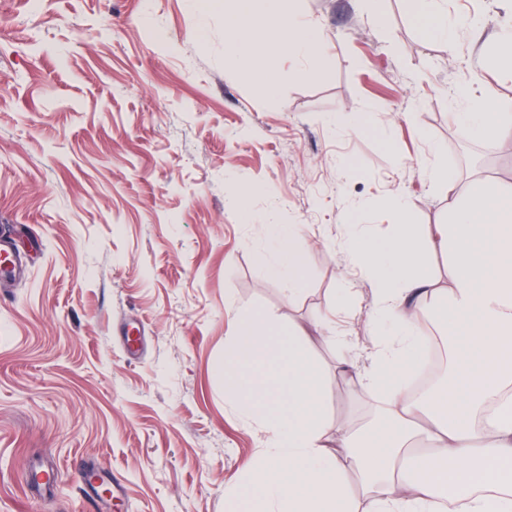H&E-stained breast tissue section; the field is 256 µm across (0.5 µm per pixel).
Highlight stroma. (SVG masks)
I'll list each match as a JSON object with an SVG mask.
<instances>
[{
	"label": "stroma",
	"mask_w": 512,
	"mask_h": 512,
	"mask_svg": "<svg viewBox=\"0 0 512 512\" xmlns=\"http://www.w3.org/2000/svg\"><path fill=\"white\" fill-rule=\"evenodd\" d=\"M297 3L326 63L277 60L270 93L225 67L224 14L193 0H0V225L31 241L27 277L0 280V512H226L264 438L224 386L237 308L305 331L333 375L335 336L376 340L350 225L389 237L395 194L422 230L447 223L429 170L512 184V150L453 120L475 74L512 113V75L477 69L512 0H447L451 48L404 0ZM272 222L309 241L291 300L266 271ZM324 407L364 424L377 403L333 375ZM88 467L123 496L96 502Z\"/></svg>",
	"instance_id": "35a3bbf8"
}]
</instances>
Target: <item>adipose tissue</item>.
<instances>
[{
    "label": "adipose tissue",
    "mask_w": 512,
    "mask_h": 512,
    "mask_svg": "<svg viewBox=\"0 0 512 512\" xmlns=\"http://www.w3.org/2000/svg\"><path fill=\"white\" fill-rule=\"evenodd\" d=\"M428 35L448 44L456 31L444 0H405ZM223 7L227 64L263 84L274 72L257 61L267 51L319 70L324 37L286 0H201ZM466 107L456 123L477 136L512 145V114L497 111L494 87L456 91ZM397 224L386 239L351 236L349 250L372 291L368 314L382 337L361 353L346 336L336 373L355 393L385 391L378 427L328 416L326 374L303 334L249 308L238 312L224 383L245 420L265 435L264 456L247 486L230 493L227 512H512V190L486 179L468 194L448 190V223L422 234L409 203L393 199ZM308 240L297 230L276 234L267 271L287 297L302 291ZM447 253L448 286L426 269L429 254ZM437 316L455 345L447 379L410 397L397 385L418 359L425 321ZM358 475L361 492L349 487Z\"/></svg>",
    "instance_id": "obj_1"
}]
</instances>
